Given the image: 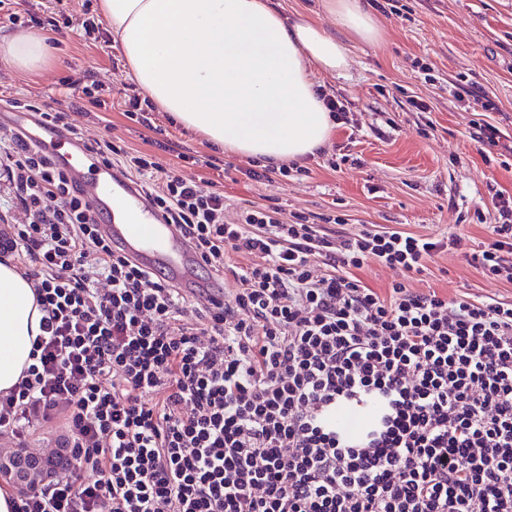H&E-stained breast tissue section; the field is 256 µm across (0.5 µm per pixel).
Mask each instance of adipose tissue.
<instances>
[{
	"label": "adipose tissue",
	"instance_id": "obj_1",
	"mask_svg": "<svg viewBox=\"0 0 512 512\" xmlns=\"http://www.w3.org/2000/svg\"><path fill=\"white\" fill-rule=\"evenodd\" d=\"M99 9L132 80L163 111L228 155L275 164L312 157L330 137L313 73L347 69L336 28L379 40L362 0H325L317 20L288 19L274 0H99ZM46 54L39 32H0V63L29 71ZM41 317L30 282L0 262V391L30 364Z\"/></svg>",
	"mask_w": 512,
	"mask_h": 512
}]
</instances>
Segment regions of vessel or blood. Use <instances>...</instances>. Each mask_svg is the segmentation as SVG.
<instances>
[{"label": "vessel or blood", "instance_id": "b4317fda", "mask_svg": "<svg viewBox=\"0 0 512 512\" xmlns=\"http://www.w3.org/2000/svg\"><path fill=\"white\" fill-rule=\"evenodd\" d=\"M8 125L50 155L77 182L100 234L140 267L199 301L220 300L224 286L175 225L165 223L118 168L106 166L82 141L38 124L31 113L10 111Z\"/></svg>", "mask_w": 512, "mask_h": 512}]
</instances>
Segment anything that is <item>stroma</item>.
Instances as JSON below:
<instances>
[{"mask_svg": "<svg viewBox=\"0 0 512 512\" xmlns=\"http://www.w3.org/2000/svg\"><path fill=\"white\" fill-rule=\"evenodd\" d=\"M410 19L375 14L381 31L378 44L353 34L341 38L350 49L345 75L316 73L315 80L350 103L349 121L337 124L325 143V156L306 162L308 177L268 183L249 174L248 159L231 158L212 149L204 138L169 121L165 112L154 115L152 126L130 121L107 95V107L75 115L74 122L89 139L121 137L130 148L153 155L166 167H177L201 181L216 182L224 193L226 217L251 203L278 199L286 209L320 212L332 201L342 202L350 217L345 232L364 224L400 225L402 229L434 237L457 234L461 249L441 254L420 275L367 262L355 270L363 285L386 292L404 282L420 291L436 290L456 299L471 293L512 299V288L486 279L471 265L469 256L488 241L497 214L489 187L512 195V167L488 159V149L470 139L468 122L481 93L496 96L501 110L492 121L512 140V0H407ZM433 69L434 82L417 72L415 60ZM122 57L112 46H100L76 31L50 41L45 64L35 72L0 68V97L53 100L68 106L59 92L62 78L95 75L104 81L126 70H113ZM466 74L467 93L454 82ZM419 97L432 108V127L423 128L409 97ZM351 156V163L331 169L326 159L333 151ZM205 156L210 166L184 165L182 155Z\"/></svg>", "mask_w": 512, "mask_h": 512, "instance_id": "1", "label": "stroma"}]
</instances>
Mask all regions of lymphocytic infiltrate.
Listing matches in <instances>:
<instances>
[{
    "instance_id": "f902f5d3",
    "label": "lymphocytic infiltrate",
    "mask_w": 512,
    "mask_h": 512,
    "mask_svg": "<svg viewBox=\"0 0 512 512\" xmlns=\"http://www.w3.org/2000/svg\"><path fill=\"white\" fill-rule=\"evenodd\" d=\"M90 147L134 174L233 277L223 303L114 252L53 161L0 127L1 235L42 312L32 364L0 392V437L48 455L58 478L15 512H512V301L448 299L353 272L423 273L460 248L336 212L249 204L108 137ZM471 261L512 284V196ZM250 264L228 263V253ZM366 415L358 429L336 414Z\"/></svg>"
}]
</instances>
